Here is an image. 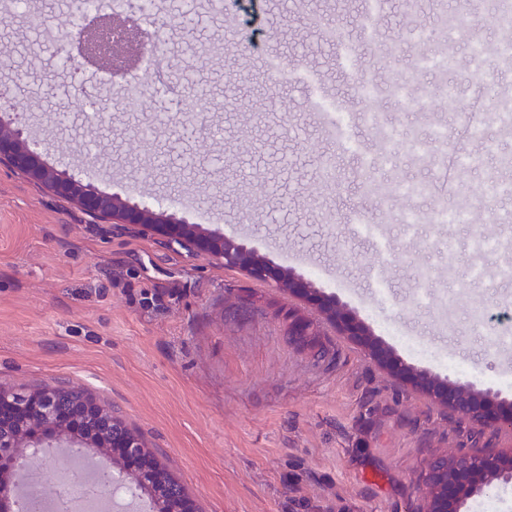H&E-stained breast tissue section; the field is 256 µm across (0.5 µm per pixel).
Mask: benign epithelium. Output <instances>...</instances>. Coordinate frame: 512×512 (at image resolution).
<instances>
[{
    "mask_svg": "<svg viewBox=\"0 0 512 512\" xmlns=\"http://www.w3.org/2000/svg\"><path fill=\"white\" fill-rule=\"evenodd\" d=\"M85 8L74 2L73 24L55 36L50 50L74 64L103 70L111 85L126 84L146 58L159 57V28L143 27L139 16L155 8L152 0H120ZM49 147L25 135L18 117L0 119V164L26 175L54 194L74 201L95 221L136 234L151 235L162 248L205 252L239 269L250 279L271 284L313 305L320 319L336 334L361 346L391 378L411 393L422 394L456 422L480 434L504 428L512 431V400L492 383L472 382L454 374L444 377L405 362L369 326L335 296L324 293L308 276L282 267L247 242L224 230L199 224L177 202L167 207L127 194L102 191L71 174L62 162L46 159ZM84 390L70 383L20 394L0 387V472L39 457L46 448H65L72 458L95 451L113 453L117 478L138 489L162 488L168 474L147 449L143 436L121 424L115 412L90 398L72 400ZM512 483V448L476 443L469 448L433 451L420 479L418 512H465L469 500L490 494L498 484ZM153 512H193L191 501L173 502L153 494Z\"/></svg>",
    "mask_w": 512,
    "mask_h": 512,
    "instance_id": "7a95c632",
    "label": "benign epithelium"
}]
</instances>
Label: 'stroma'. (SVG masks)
<instances>
[{
	"label": "stroma",
	"mask_w": 512,
	"mask_h": 512,
	"mask_svg": "<svg viewBox=\"0 0 512 512\" xmlns=\"http://www.w3.org/2000/svg\"><path fill=\"white\" fill-rule=\"evenodd\" d=\"M230 18L198 9L191 23L160 33L159 65L142 67L133 95L143 108L112 115V127L90 132L82 104L84 74L63 67L29 35L34 18L56 20L66 0H0V87L31 136H53L48 161L67 154L100 189L165 200L180 197L208 223L252 240L278 262L309 273L347 302L376 336L395 324L433 350L478 364L485 379L512 377L494 336L512 276L499 274L501 253L478 238H512V133L487 124L482 134L457 131L447 108L398 106L390 84L411 68L405 0H384L377 30L365 37L362 0H308V13L338 28L323 38L286 0H256ZM497 0H468V41L456 42L458 65L419 75L435 96L483 105L512 94V61L468 58L469 40L498 38ZM251 28L254 45L208 61L184 54L186 42H223ZM356 42V66L378 87L381 119L393 129V164L376 180L425 181L431 192L402 199L362 196L356 173L378 147L365 126L339 42ZM291 79L269 80L268 58ZM203 85L192 95L182 73ZM237 97L239 110L225 107ZM346 112L344 140L331 139L312 98ZM204 114L220 141L205 134L174 139L170 127L139 132L176 107ZM451 130L448 149L477 163L454 188L415 160L406 144H431ZM166 155L156 173L150 163ZM334 181L320 177L323 163ZM484 188L470 223L436 224V209L455 207L470 188ZM320 193L321 209L308 207ZM261 221L239 223L241 204ZM419 222L406 228L405 210ZM483 267V278L472 276ZM299 299L248 279L204 254L167 251L142 235L101 232L71 201L0 165V387L18 393L64 382L84 388L140 432L163 467L185 488L195 512H415L419 476L431 451L470 445V428L450 422L420 396L406 395L357 345L318 322L289 335ZM326 357H317L319 347Z\"/></svg>",
	"instance_id": "1"
}]
</instances>
